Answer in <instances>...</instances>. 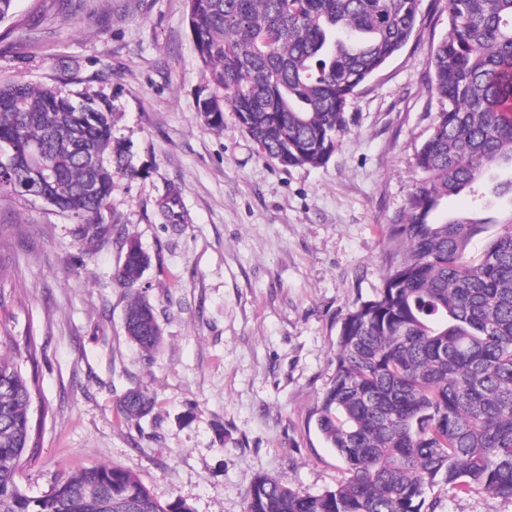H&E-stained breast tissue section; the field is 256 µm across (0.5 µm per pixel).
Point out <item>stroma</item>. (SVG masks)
Listing matches in <instances>:
<instances>
[{"instance_id": "1", "label": "stroma", "mask_w": 512, "mask_h": 512, "mask_svg": "<svg viewBox=\"0 0 512 512\" xmlns=\"http://www.w3.org/2000/svg\"><path fill=\"white\" fill-rule=\"evenodd\" d=\"M348 106L352 118L326 165L264 157L234 113L213 133L199 121V63L185 0H16L0 42V80L68 82L116 112L114 141L138 176L107 202L112 236L92 247L78 224L40 200L0 195V339L35 340L31 411L39 448L17 474L34 496L73 470L117 466L160 502L192 512H244L261 476L320 494L347 476L316 427L353 305L374 299L390 225L420 174L437 96L428 57L445 6ZM178 192L185 221L160 204ZM151 263L140 283L162 344L143 356L124 331L129 289L112 273L119 239ZM153 412L125 422L132 388ZM436 512H512V500L442 486Z\"/></svg>"}]
</instances>
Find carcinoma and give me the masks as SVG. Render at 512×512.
Segmentation results:
<instances>
[{
  "label": "carcinoma",
  "instance_id": "carcinoma-1",
  "mask_svg": "<svg viewBox=\"0 0 512 512\" xmlns=\"http://www.w3.org/2000/svg\"><path fill=\"white\" fill-rule=\"evenodd\" d=\"M200 81L196 112L214 132L233 112L262 154L280 165L320 167L349 129L350 99L410 41L422 0H185ZM428 90L441 101L415 155L420 178L391 225V267L377 297L349 311L336 369L316 420L349 477L312 495L258 478L245 512H433L442 483L512 499V223L476 256L479 218L434 219L481 179L512 166V0H447ZM116 113L76 100L64 84L0 82V144L11 146L0 193L23 194L69 214L103 240L118 180L138 175L112 141ZM168 195L163 218L184 222ZM113 281L131 288L150 264L121 243ZM128 338L149 353L161 330L145 296L130 297ZM32 393L16 355L0 351V512H192L162 503L115 466L73 472L40 496L19 484L29 450ZM153 398L129 390L127 422Z\"/></svg>",
  "mask_w": 512,
  "mask_h": 512
}]
</instances>
